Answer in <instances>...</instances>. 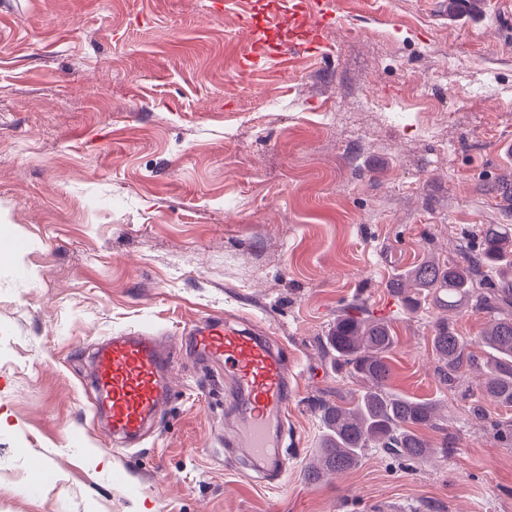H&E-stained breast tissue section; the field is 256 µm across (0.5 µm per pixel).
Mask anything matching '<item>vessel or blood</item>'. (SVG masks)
<instances>
[{"instance_id":"1","label":"vessel or blood","mask_w":512,"mask_h":512,"mask_svg":"<svg viewBox=\"0 0 512 512\" xmlns=\"http://www.w3.org/2000/svg\"><path fill=\"white\" fill-rule=\"evenodd\" d=\"M337 21L322 0H269L252 24L254 39L241 65L316 51L323 27ZM186 334L196 355L222 363L231 381L225 448L242 452L248 468L280 480V450L294 380L286 352L263 331L228 323L217 314L195 320ZM93 365L96 405L106 413L113 438L137 446L172 395L161 341L150 330L114 334L97 348Z\"/></svg>"}]
</instances>
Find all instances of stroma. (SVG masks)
<instances>
[{
    "instance_id": "1",
    "label": "stroma",
    "mask_w": 512,
    "mask_h": 512,
    "mask_svg": "<svg viewBox=\"0 0 512 512\" xmlns=\"http://www.w3.org/2000/svg\"><path fill=\"white\" fill-rule=\"evenodd\" d=\"M252 5L0 0V512H512V446L490 428L512 407L467 368L441 384L438 309L389 288L512 224L491 189L512 178V0H332L343 22L320 49L244 71ZM355 305L392 329L394 391L437 403L456 448L410 467L371 448L312 483L316 405L358 389L325 344ZM217 313L288 349L281 482L218 445L231 383L183 336ZM143 328L174 396L127 451L93 405L91 360Z\"/></svg>"
}]
</instances>
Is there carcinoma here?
Returning a JSON list of instances; mask_svg holds the SVG:
<instances>
[{
  "instance_id": "obj_1",
  "label": "carcinoma",
  "mask_w": 512,
  "mask_h": 512,
  "mask_svg": "<svg viewBox=\"0 0 512 512\" xmlns=\"http://www.w3.org/2000/svg\"><path fill=\"white\" fill-rule=\"evenodd\" d=\"M477 250L461 261L440 263L425 258L410 267L390 288L408 308L429 297L445 313L470 307L486 314L488 324L480 341L489 349L485 357L464 356L467 342L445 316L433 325L432 345L440 365L443 385L455 387L463 365L486 371L482 396L512 406V224H486L478 233ZM395 338L383 322L346 311L326 336L336 367L361 385L349 408L318 406L324 432L317 461L309 464L305 478L341 473L355 467L365 450L380 448L409 463L432 454L422 429L442 431L436 404L399 396L391 391L393 371L389 353Z\"/></svg>"
}]
</instances>
